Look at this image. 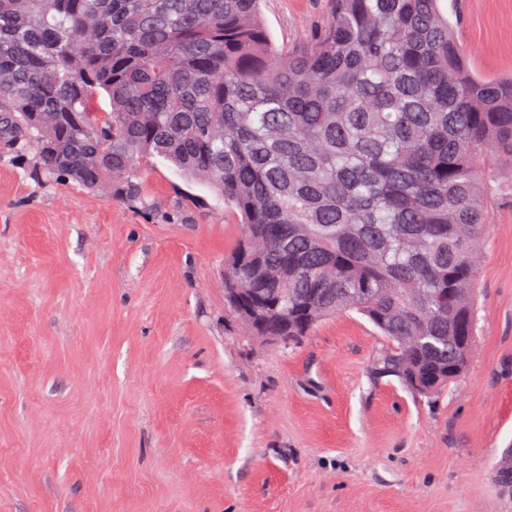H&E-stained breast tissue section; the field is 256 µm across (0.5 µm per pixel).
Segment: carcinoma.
<instances>
[{"instance_id":"1","label":"carcinoma","mask_w":512,"mask_h":512,"mask_svg":"<svg viewBox=\"0 0 512 512\" xmlns=\"http://www.w3.org/2000/svg\"><path fill=\"white\" fill-rule=\"evenodd\" d=\"M439 2L331 0L288 50L261 0H0V139L127 198L144 157L209 184L243 224L224 292L250 335L356 312L379 371L432 398L466 372L478 242L512 189V78L470 69Z\"/></svg>"}]
</instances>
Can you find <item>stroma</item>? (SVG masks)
Wrapping results in <instances>:
<instances>
[{"mask_svg":"<svg viewBox=\"0 0 512 512\" xmlns=\"http://www.w3.org/2000/svg\"><path fill=\"white\" fill-rule=\"evenodd\" d=\"M512 75V0H441ZM328 0H263L276 45ZM128 200L0 146V512H512V195L491 199L467 370L434 399L374 371L358 314L295 344L224 301L242 227L159 158Z\"/></svg>","mask_w":512,"mask_h":512,"instance_id":"stroma-1","label":"stroma"}]
</instances>
